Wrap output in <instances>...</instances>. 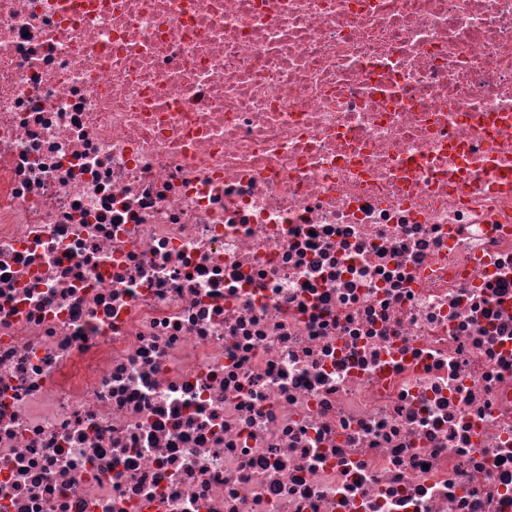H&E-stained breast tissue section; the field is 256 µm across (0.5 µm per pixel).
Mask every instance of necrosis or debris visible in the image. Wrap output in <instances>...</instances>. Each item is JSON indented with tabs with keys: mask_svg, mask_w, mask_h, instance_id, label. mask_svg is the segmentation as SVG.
<instances>
[{
	"mask_svg": "<svg viewBox=\"0 0 512 512\" xmlns=\"http://www.w3.org/2000/svg\"><path fill=\"white\" fill-rule=\"evenodd\" d=\"M0 512H512V0H0Z\"/></svg>",
	"mask_w": 512,
	"mask_h": 512,
	"instance_id": "4bbe7bcc",
	"label": "necrosis or debris"
}]
</instances>
